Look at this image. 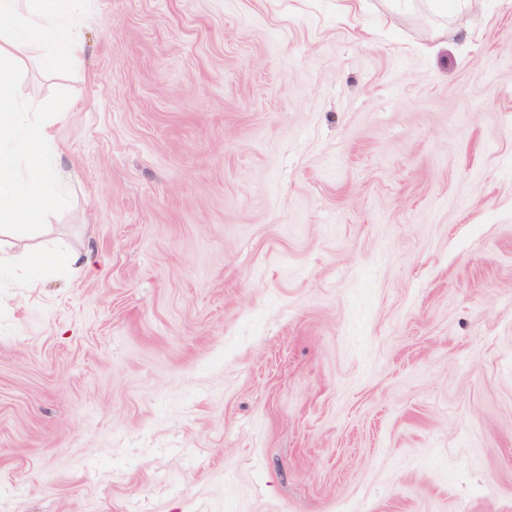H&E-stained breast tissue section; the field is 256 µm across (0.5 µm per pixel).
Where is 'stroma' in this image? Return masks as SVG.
Here are the masks:
<instances>
[{
    "label": "stroma",
    "instance_id": "35a3bbf8",
    "mask_svg": "<svg viewBox=\"0 0 512 512\" xmlns=\"http://www.w3.org/2000/svg\"><path fill=\"white\" fill-rule=\"evenodd\" d=\"M90 0L78 251L0 307V512H512V0Z\"/></svg>",
    "mask_w": 512,
    "mask_h": 512
}]
</instances>
